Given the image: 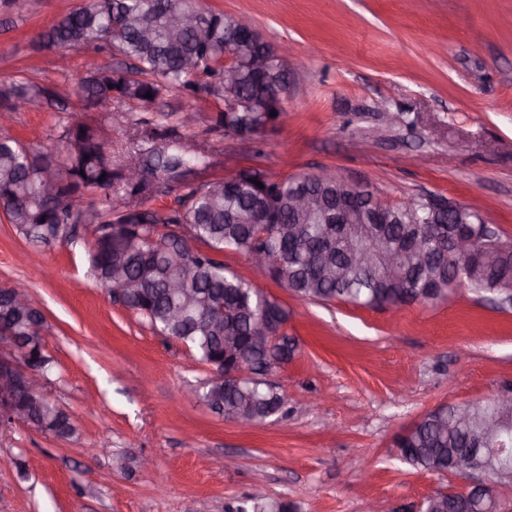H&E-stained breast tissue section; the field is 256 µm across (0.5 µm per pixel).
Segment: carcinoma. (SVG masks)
<instances>
[{
  "instance_id": "obj_1",
  "label": "carcinoma",
  "mask_w": 512,
  "mask_h": 512,
  "mask_svg": "<svg viewBox=\"0 0 512 512\" xmlns=\"http://www.w3.org/2000/svg\"><path fill=\"white\" fill-rule=\"evenodd\" d=\"M86 0L38 34L42 48L54 46L62 51L80 48L109 51L134 61L133 70L104 69L89 74L74 96L87 121L66 122L63 150L36 153L17 138L0 129V199L4 215L15 235L32 245H49L69 232L68 225L81 224L90 232V263L94 276L103 285L112 279V266L118 252L130 277L141 284L140 294L125 305L142 316L162 336L179 339L194 350L205 364L224 361L232 365L237 355L248 360L261 373L290 362L296 340L284 333L273 342L258 344L260 319L273 318L275 327L287 326L289 313L276 299L253 288L224 267V250L247 255L272 246L292 245L283 255L282 266L271 274L298 295L318 300L338 299L376 309L392 302L402 306L433 303L448 297L458 285L457 274L470 286L492 295L512 290V245L509 253L496 252L478 241L472 251L457 259L455 268L448 259V239L426 231L428 225L414 224V214L423 201L388 204L367 194L371 207L385 213L384 224H330L325 209L336 199V180L315 174L287 177L260 188L251 180L238 182L233 190L214 193L211 185L224 179L190 180L211 167L202 151L191 153L182 140H168L148 152L141 166L155 178L177 184L181 193L176 206L159 210L142 201L133 204L145 215H132L112 207V153L106 148L97 120L98 111L111 90L146 111L158 99L175 89L187 101L210 97L217 103L211 117L216 128L255 130L270 122L268 102L256 94L260 77L245 70L231 93L254 102L250 112L224 111V30L227 19L205 7L200 0ZM177 4L192 9L200 25L183 30L173 40L168 35V11ZM126 15L140 17L141 25L151 30L144 37L140 30L122 23ZM152 97H146V93ZM50 87L25 78L0 84V107L7 111L15 103L26 104L49 96ZM54 184L59 198L49 205L43 195L45 182ZM307 185L320 206L300 214L292 206V194ZM98 204L79 205L86 199ZM264 198L276 202L269 223L257 224L252 210ZM133 225L126 242L112 237V227ZM185 226L197 247L188 251L172 238L169 229ZM415 241L414 250L405 253L398 277L382 264L358 265L354 250L362 243L378 244L388 250L405 248ZM175 279L184 282L185 291L169 288ZM230 300L237 313L224 319L218 332L210 329L204 313L210 303ZM14 335L21 343L17 355L41 353L45 329L43 314L33 306L17 309L9 317ZM201 398L214 412L243 421L260 422L283 405L282 395L264 382L205 383ZM20 405L37 430L61 440L78 436L79 429L70 415L38 392L20 399ZM468 418L459 422L454 408L438 407L428 412L409 432L399 435L395 446L401 459L415 469L439 472L448 468V456L462 453L474 440L484 436L485 425L494 415L504 418L512 409L499 408L495 400L464 405ZM461 495L438 493L426 499L429 512H448V503ZM290 502L252 496L237 512H295Z\"/></svg>"
}]
</instances>
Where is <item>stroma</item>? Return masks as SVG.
<instances>
[{"label":"stroma","instance_id":"35a3bbf8","mask_svg":"<svg viewBox=\"0 0 512 512\" xmlns=\"http://www.w3.org/2000/svg\"><path fill=\"white\" fill-rule=\"evenodd\" d=\"M83 0H0V82L78 86L106 51L72 49L67 68L38 34ZM292 46L288 119L242 141L215 129L214 100L178 127L212 161L207 178L257 169L274 180L330 174L382 201L442 195L512 242V0H205ZM397 114L387 124V114ZM58 105L17 106L25 145L60 148ZM126 100L97 119L115 171L149 148ZM90 235L44 247L38 263L0 213V287L24 283L45 315L43 387L79 428L61 440L22 423L0 434V512H224L255 489L298 512H414L462 478L403 462L396 437L430 410L512 387V306L461 284L400 314L295 295L225 251V266L277 299L298 342L267 376L281 411L230 422L189 393L209 366L114 301L91 273ZM151 459L144 469L142 459Z\"/></svg>","mask_w":512,"mask_h":512}]
</instances>
